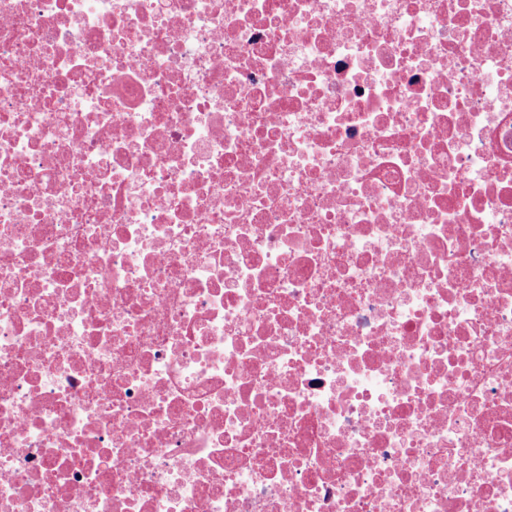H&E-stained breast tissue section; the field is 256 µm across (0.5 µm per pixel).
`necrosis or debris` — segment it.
<instances>
[{
    "label": "necrosis or debris",
    "mask_w": 512,
    "mask_h": 512,
    "mask_svg": "<svg viewBox=\"0 0 512 512\" xmlns=\"http://www.w3.org/2000/svg\"><path fill=\"white\" fill-rule=\"evenodd\" d=\"M0 512H512V0H0Z\"/></svg>",
    "instance_id": "necrosis-or-debris-1"
}]
</instances>
